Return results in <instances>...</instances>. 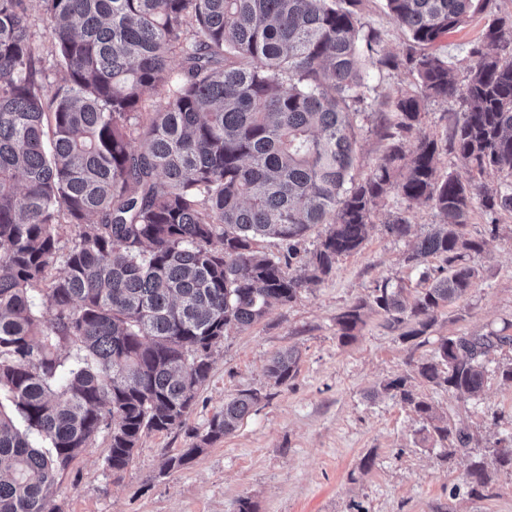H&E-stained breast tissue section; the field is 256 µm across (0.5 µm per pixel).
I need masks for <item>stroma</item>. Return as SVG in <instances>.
Instances as JSON below:
<instances>
[{
  "mask_svg": "<svg viewBox=\"0 0 512 512\" xmlns=\"http://www.w3.org/2000/svg\"><path fill=\"white\" fill-rule=\"evenodd\" d=\"M360 18L364 30L379 34L382 52L405 48L407 37L384 0H363ZM485 24V18H475L438 41L437 51L457 76H464L468 52ZM29 25L46 80L59 82L50 30L36 0L29 4ZM461 109L455 98L427 101L418 135L448 138ZM357 124L355 174L363 178L387 142L376 133L372 112L360 114ZM402 209L411 227L400 239L383 226ZM437 221L429 205L409 207L389 195L361 248L340 256L321 283L250 327L225 332L183 427L143 436L134 463L118 477L105 464L108 440L99 436L58 479L63 512H239L244 499L255 512H512V468L490 467L479 495L466 482L470 460L492 457L495 442L512 427V384L491 378L480 400L466 401L415 382L423 398L474 436L469 455L451 458L442 443L428 439L422 419L377 393L383 382L410 374L414 364L430 358L439 339L512 321V214L493 220L484 210L472 213L469 235L487 241L474 259L480 274L466 296L439 312L424 345L403 340L374 311L367 312L355 340L345 344L338 338L337 315L377 283L421 288L419 270L404 258ZM290 348L299 353L297 373L287 384L274 385L268 361ZM245 390L263 399L234 433L206 446L187 467L163 470L165 455L195 444L225 399Z\"/></svg>",
  "mask_w": 512,
  "mask_h": 512,
  "instance_id": "obj_1",
  "label": "stroma"
}]
</instances>
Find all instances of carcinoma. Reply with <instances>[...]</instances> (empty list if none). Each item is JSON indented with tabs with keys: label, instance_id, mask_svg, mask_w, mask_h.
I'll return each mask as SVG.
<instances>
[{
	"label": "carcinoma",
	"instance_id": "1",
	"mask_svg": "<svg viewBox=\"0 0 512 512\" xmlns=\"http://www.w3.org/2000/svg\"><path fill=\"white\" fill-rule=\"evenodd\" d=\"M362 2L38 0L63 74L54 85L36 67L26 0H0V512H61L57 479L104 432L118 474L143 436L184 426L224 333L322 281L393 192L440 217L406 262L439 257L446 269L423 271L432 284L413 294L376 285L336 317L340 341L355 339L367 307L416 340L473 286L485 241L466 232L472 212L512 213V184L484 181L512 173V25L487 22L459 84L426 48L492 0H386L408 34L400 55L362 32ZM369 63L414 73L418 91L377 103L389 146L357 181ZM453 97L464 110L449 142L414 136L424 102ZM448 151L457 167L441 174ZM409 228L402 212L384 225L397 238ZM265 238L284 253L259 250ZM511 328L443 337L412 374L382 386L448 443V458L473 436L412 380L473 401L492 375L512 383V362L492 358L512 346ZM297 363L296 351H279L268 376L284 385ZM259 401L252 391L225 400L163 468L190 464ZM498 443L493 462L512 467V435ZM467 479L480 493L488 463L471 461Z\"/></svg>",
	"mask_w": 512,
	"mask_h": 512
}]
</instances>
